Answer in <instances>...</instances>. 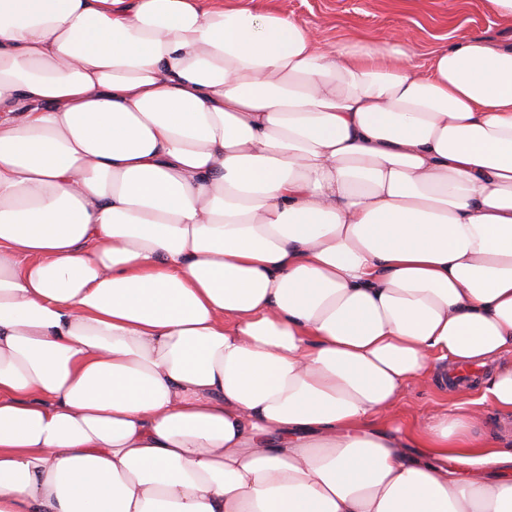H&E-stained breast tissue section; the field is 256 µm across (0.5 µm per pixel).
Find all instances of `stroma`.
<instances>
[{
	"mask_svg": "<svg viewBox=\"0 0 512 512\" xmlns=\"http://www.w3.org/2000/svg\"><path fill=\"white\" fill-rule=\"evenodd\" d=\"M252 9L272 6L311 30L323 44L359 37L381 43L392 31L400 32L427 64L432 53L461 37H485L512 43V25L499 21L485 0H234ZM448 389L431 376L408 385L387 415L376 426L407 425L434 409L449 406Z\"/></svg>",
	"mask_w": 512,
	"mask_h": 512,
	"instance_id": "obj_1",
	"label": "stroma"
}]
</instances>
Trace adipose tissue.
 Segmentation results:
<instances>
[{
	"label": "adipose tissue",
	"mask_w": 512,
	"mask_h": 512,
	"mask_svg": "<svg viewBox=\"0 0 512 512\" xmlns=\"http://www.w3.org/2000/svg\"><path fill=\"white\" fill-rule=\"evenodd\" d=\"M499 366L403 438L441 367ZM512 44L0 0V512H512ZM450 405L448 385L445 387L439 378L429 376L425 380L408 385L394 410L388 415L378 417L374 426L408 425L424 418L436 408ZM485 425L481 430L483 438H496L507 437L512 440V419H502L497 413L492 410H486Z\"/></svg>",
	"instance_id": "1"
}]
</instances>
